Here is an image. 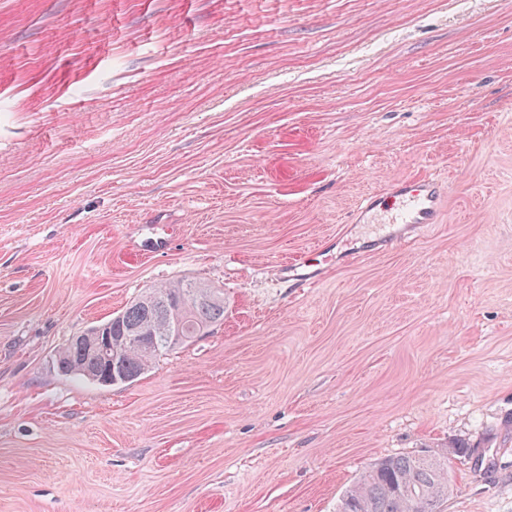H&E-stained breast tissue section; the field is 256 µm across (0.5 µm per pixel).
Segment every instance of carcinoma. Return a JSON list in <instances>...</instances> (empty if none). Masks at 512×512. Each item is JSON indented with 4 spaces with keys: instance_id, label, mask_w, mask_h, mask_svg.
Here are the masks:
<instances>
[{
    "instance_id": "1",
    "label": "carcinoma",
    "mask_w": 512,
    "mask_h": 512,
    "mask_svg": "<svg viewBox=\"0 0 512 512\" xmlns=\"http://www.w3.org/2000/svg\"><path fill=\"white\" fill-rule=\"evenodd\" d=\"M175 315L180 318L181 343L188 344L224 322V293L201 283L191 288L187 280L170 281L146 289L102 322L117 349L113 384L136 381L168 351L170 329L165 324ZM149 333L158 336L159 349L147 351L124 343L127 336ZM56 364L60 373L80 378L107 371L98 356L73 343L59 353ZM448 492L447 459L420 450L374 463L345 490L338 512H443Z\"/></svg>"
}]
</instances>
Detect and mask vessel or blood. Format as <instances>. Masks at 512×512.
Instances as JSON below:
<instances>
[{
	"instance_id": "1",
	"label": "vessel or blood",
	"mask_w": 512,
	"mask_h": 512,
	"mask_svg": "<svg viewBox=\"0 0 512 512\" xmlns=\"http://www.w3.org/2000/svg\"><path fill=\"white\" fill-rule=\"evenodd\" d=\"M446 184L437 178H396L380 192L370 194L359 204L355 217L367 221L380 213L393 214L386 235L374 246L357 251L366 259L380 254L443 218Z\"/></svg>"
}]
</instances>
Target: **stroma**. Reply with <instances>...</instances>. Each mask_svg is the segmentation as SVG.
<instances>
[{"label":"stroma","instance_id":"obj_1","mask_svg":"<svg viewBox=\"0 0 512 512\" xmlns=\"http://www.w3.org/2000/svg\"><path fill=\"white\" fill-rule=\"evenodd\" d=\"M430 174L443 222L349 261ZM173 279L223 325L56 371ZM422 449L445 512H512V0H0V512H336Z\"/></svg>","mask_w":512,"mask_h":512}]
</instances>
